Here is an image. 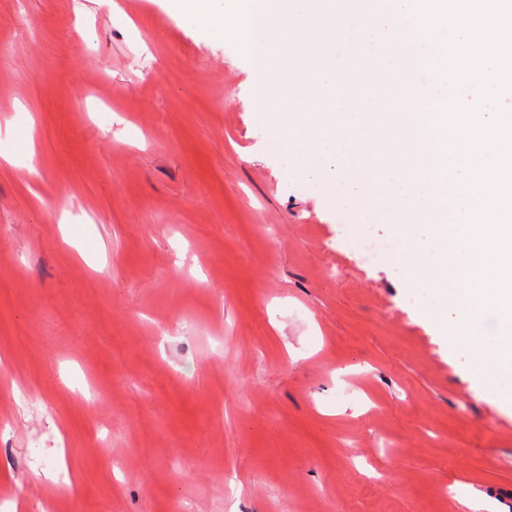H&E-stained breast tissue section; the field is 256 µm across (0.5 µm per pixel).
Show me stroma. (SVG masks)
Masks as SVG:
<instances>
[{
  "label": "stroma",
  "instance_id": "stroma-1",
  "mask_svg": "<svg viewBox=\"0 0 512 512\" xmlns=\"http://www.w3.org/2000/svg\"><path fill=\"white\" fill-rule=\"evenodd\" d=\"M0 486L42 512H512V412L164 0H0ZM34 126V153L23 148ZM38 180H30L28 165Z\"/></svg>",
  "mask_w": 512,
  "mask_h": 512
}]
</instances>
